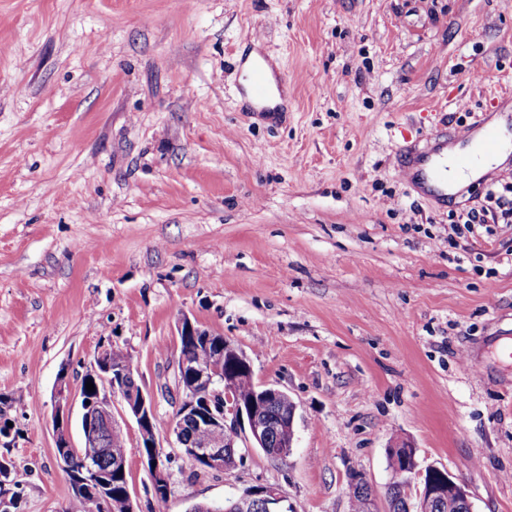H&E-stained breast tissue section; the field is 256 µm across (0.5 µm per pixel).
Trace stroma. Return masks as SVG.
Instances as JSON below:
<instances>
[{"instance_id":"1","label":"stroma","mask_w":512,"mask_h":512,"mask_svg":"<svg viewBox=\"0 0 512 512\" xmlns=\"http://www.w3.org/2000/svg\"><path fill=\"white\" fill-rule=\"evenodd\" d=\"M255 48L283 79L275 123L242 101ZM511 92L512 0H0V457L26 475L21 512L68 507L53 395L106 345L169 458L160 505L128 435L137 512L260 483L348 512L350 474L383 497L401 441L474 512H512V223L450 234L512 174L444 203L397 166L505 118ZM184 316L287 390L288 457L180 455Z\"/></svg>"}]
</instances>
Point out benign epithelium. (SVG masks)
<instances>
[{"label":"benign epithelium","instance_id":"benign-epithelium-1","mask_svg":"<svg viewBox=\"0 0 512 512\" xmlns=\"http://www.w3.org/2000/svg\"><path fill=\"white\" fill-rule=\"evenodd\" d=\"M178 342L195 344L206 349L203 360L182 358L177 361V405L169 423L177 448L192 463H200L209 471L223 472L240 465L252 449L270 459L287 457L295 436L297 406L291 413L277 416L270 412L271 404L288 396L280 387L255 382L248 356L225 338H213L188 317L178 325ZM111 347L101 348L85 366L84 376L94 383L93 394L61 381L54 396L55 449L61 469H69L77 447L71 436V415L79 405L80 427L85 444L95 441L100 427L122 429L112 413V399L119 396L137 426L142 463L148 472L152 490L159 496H169L171 473L163 461V449L157 441L154 419L157 409L153 395L138 384L136 370L128 360L110 359ZM250 381L253 393L241 400L234 397L239 384ZM191 415L198 426L208 430L202 441L184 436L185 417ZM389 453L400 463V488L408 499L409 512H434L435 505L450 496L463 504V512H473L466 488L437 466L420 468L417 451L407 442L397 443ZM112 471L123 481L125 512H135L130 490L126 460L117 458ZM74 489L87 496L88 512H98L105 497L106 483L89 461L82 462L75 474ZM288 496L281 486L258 484L249 494H239L224 500V512H289Z\"/></svg>","mask_w":512,"mask_h":512}]
</instances>
